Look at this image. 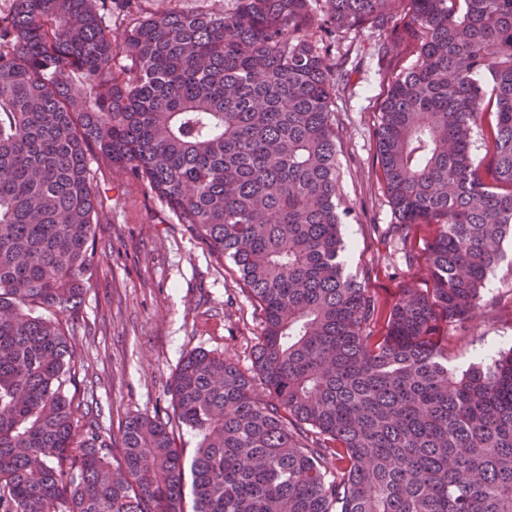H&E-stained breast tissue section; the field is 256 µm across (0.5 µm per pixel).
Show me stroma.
I'll list each match as a JSON object with an SVG mask.
<instances>
[{"label":"stroma","instance_id":"obj_1","mask_svg":"<svg viewBox=\"0 0 512 512\" xmlns=\"http://www.w3.org/2000/svg\"><path fill=\"white\" fill-rule=\"evenodd\" d=\"M235 0H134L113 15L114 31L164 11L229 12ZM341 64L332 112L339 161V208L348 246L347 273L383 303L427 285L421 258L434 236L417 225L410 242L394 238L395 222L376 158L375 126L392 80L415 60L404 32L350 31L334 50ZM98 188L107 201L96 226L102 255L69 334L77 350L80 396L99 430L119 440L128 419L172 413L169 388L183 355L205 350L250 371L261 318L232 268L216 266L143 183L102 167ZM489 275L484 308L466 331L448 334V364L464 371L512 347V240Z\"/></svg>","mask_w":512,"mask_h":512}]
</instances>
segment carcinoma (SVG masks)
I'll use <instances>...</instances> for the list:
<instances>
[{"label":"carcinoma","mask_w":512,"mask_h":512,"mask_svg":"<svg viewBox=\"0 0 512 512\" xmlns=\"http://www.w3.org/2000/svg\"><path fill=\"white\" fill-rule=\"evenodd\" d=\"M131 2L0 11V512H183L188 483L193 512H512V348L458 374L447 337L512 235V0H236L112 30ZM391 26L416 60L378 162L399 240L436 233L429 286L387 307L343 271L331 54ZM94 160L163 199L261 316L252 374L204 350L176 367L189 460L158 415L126 421L114 458L70 393L59 316L96 265Z\"/></svg>","instance_id":"1"}]
</instances>
